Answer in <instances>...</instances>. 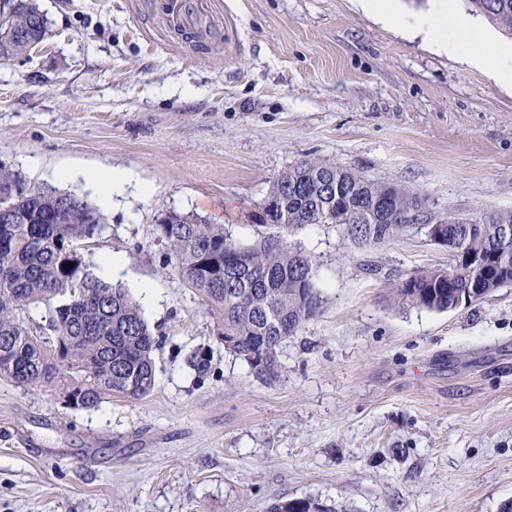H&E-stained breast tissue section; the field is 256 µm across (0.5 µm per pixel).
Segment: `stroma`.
<instances>
[{
  "instance_id": "obj_1",
  "label": "stroma",
  "mask_w": 512,
  "mask_h": 512,
  "mask_svg": "<svg viewBox=\"0 0 512 512\" xmlns=\"http://www.w3.org/2000/svg\"><path fill=\"white\" fill-rule=\"evenodd\" d=\"M49 38L0 64V164L100 206L91 249L121 256L152 330L139 400L71 409L0 376V512H499L512 499V286L456 311L403 304L447 247L407 228L361 246L333 224L288 237L322 307L258 379L153 229L193 212L250 246L274 181L316 158L421 191L435 214L512 209V86L433 53L354 0H204L197 49L163 0H38ZM129 179L102 200L86 175ZM150 194H142L141 185ZM206 350L210 369L187 363ZM336 507L323 504L312 498H297L276 501L271 504L268 512H335Z\"/></svg>"
}]
</instances>
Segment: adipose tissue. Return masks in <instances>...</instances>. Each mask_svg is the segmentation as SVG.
I'll list each match as a JSON object with an SVG mask.
<instances>
[{
  "label": "adipose tissue",
  "instance_id": "1",
  "mask_svg": "<svg viewBox=\"0 0 512 512\" xmlns=\"http://www.w3.org/2000/svg\"><path fill=\"white\" fill-rule=\"evenodd\" d=\"M359 9L406 34L421 37L429 48L482 70L497 82L512 81V44L501 42L455 13L452 0H431L426 14L405 13L401 0H356Z\"/></svg>",
  "mask_w": 512,
  "mask_h": 512
}]
</instances>
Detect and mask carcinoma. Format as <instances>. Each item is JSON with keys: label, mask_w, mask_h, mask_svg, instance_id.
I'll return each instance as SVG.
<instances>
[{"label": "carcinoma", "mask_w": 512, "mask_h": 512, "mask_svg": "<svg viewBox=\"0 0 512 512\" xmlns=\"http://www.w3.org/2000/svg\"><path fill=\"white\" fill-rule=\"evenodd\" d=\"M470 14L481 15L512 35V0H464ZM35 5L11 19L37 38ZM0 362L19 386H54L70 373L86 374L89 392L72 397L74 409L97 406L103 397L141 399L155 386L154 337L140 305L120 285L96 275L93 253L82 243L99 238L106 217L84 198L49 184H34L18 170L0 165ZM267 200L278 212L259 216L285 231L308 224H337L362 245L390 240L427 216L428 198L400 184L376 181L362 173L318 159H302L282 172ZM445 244H455L466 226L482 229L466 238L468 250L488 259L485 269L444 280L445 270L411 274L401 299L435 311L459 308L457 296L482 288L487 296L512 283V260L490 259L497 250L496 229L512 227V209L482 211L466 217L444 216ZM155 240L168 250V264L221 311L215 339L242 356L260 379L279 373L278 354L288 338L321 309L311 255L288 247L282 236L242 247L224 231L188 214L172 211L158 220ZM73 267L66 269L64 265ZM43 306L40 320L31 307ZM268 512H336L312 498L276 501Z\"/></svg>", "instance_id": "1"}]
</instances>
